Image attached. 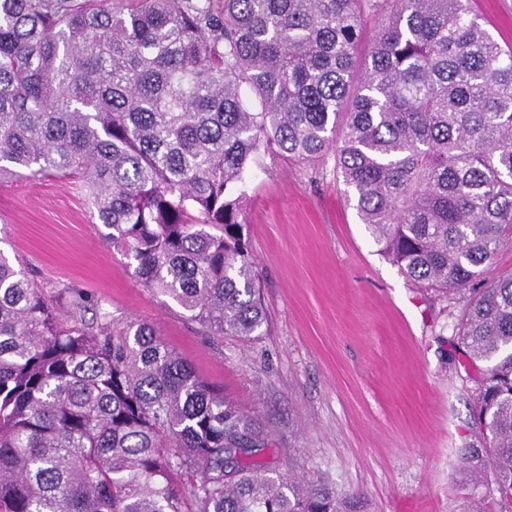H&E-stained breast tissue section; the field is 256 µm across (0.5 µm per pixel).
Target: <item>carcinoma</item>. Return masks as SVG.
Masks as SVG:
<instances>
[{
	"instance_id": "cac0c4a2",
	"label": "carcinoma",
	"mask_w": 512,
	"mask_h": 512,
	"mask_svg": "<svg viewBox=\"0 0 512 512\" xmlns=\"http://www.w3.org/2000/svg\"><path fill=\"white\" fill-rule=\"evenodd\" d=\"M268 152L336 176L409 281L468 295L460 458L512 512V47L471 0H0V179L75 178L104 240L206 336L267 325L244 234ZM0 253V512H360L269 473L270 431L153 326Z\"/></svg>"
}]
</instances>
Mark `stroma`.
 I'll use <instances>...</instances> for the list:
<instances>
[{"mask_svg": "<svg viewBox=\"0 0 512 512\" xmlns=\"http://www.w3.org/2000/svg\"><path fill=\"white\" fill-rule=\"evenodd\" d=\"M512 46V0H473ZM249 248L269 320L260 335H202L101 237L78 182L0 181V251L112 317L152 324L194 371L259 414L270 469L331 480L362 512H457L472 499L460 450L477 373L453 344L460 304L408 281L345 198L334 156H266L246 177ZM473 500V499H472Z\"/></svg>", "mask_w": 512, "mask_h": 512, "instance_id": "stroma-1", "label": "stroma"}]
</instances>
